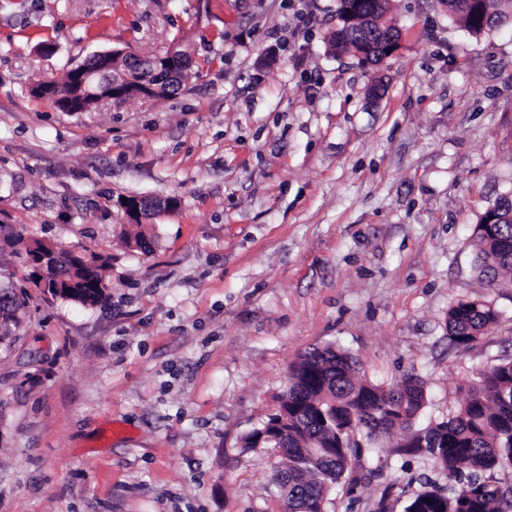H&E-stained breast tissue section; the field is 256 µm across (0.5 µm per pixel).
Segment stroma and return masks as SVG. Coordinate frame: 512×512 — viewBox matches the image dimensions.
Masks as SVG:
<instances>
[{
	"mask_svg": "<svg viewBox=\"0 0 512 512\" xmlns=\"http://www.w3.org/2000/svg\"><path fill=\"white\" fill-rule=\"evenodd\" d=\"M339 0H0V224L110 255L107 299L28 287L0 348V512H280L286 460L241 437L311 348L423 380V428L512 357V288L472 230L512 198V28L475 36L440 0H388L377 66L335 50ZM193 60L150 102L63 112L32 94L88 56ZM381 81L378 97L368 94ZM175 199L125 242L119 198ZM498 322L448 342L458 301ZM362 447L328 512H404L447 478Z\"/></svg>",
	"mask_w": 512,
	"mask_h": 512,
	"instance_id": "obj_1",
	"label": "stroma"
}]
</instances>
